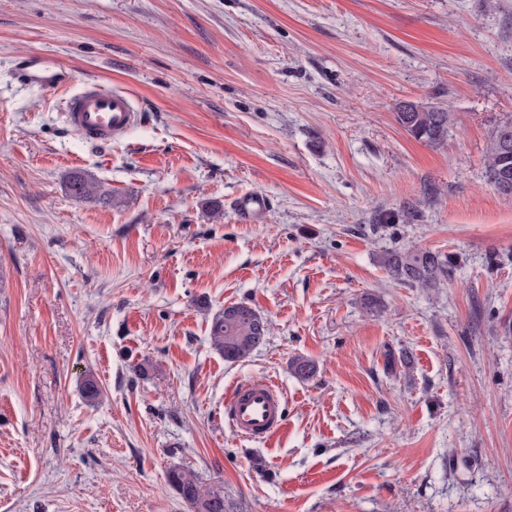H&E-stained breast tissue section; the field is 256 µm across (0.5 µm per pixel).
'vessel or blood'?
<instances>
[{
    "mask_svg": "<svg viewBox=\"0 0 512 512\" xmlns=\"http://www.w3.org/2000/svg\"><path fill=\"white\" fill-rule=\"evenodd\" d=\"M18 76L43 87L67 89L63 102L66 124L73 133L91 143L111 144L137 119L134 103L125 92L107 90L95 83L70 91L72 74L69 69L43 55H31ZM236 207L246 219L252 220L266 209L267 200L262 194L252 193L239 198ZM224 412L232 429L242 437L267 441L283 427L282 395L266 380H252L237 386L227 398Z\"/></svg>",
    "mask_w": 512,
    "mask_h": 512,
    "instance_id": "obj_1",
    "label": "vessel or blood"
}]
</instances>
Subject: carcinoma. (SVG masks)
<instances>
[{
	"label": "carcinoma",
	"mask_w": 512,
	"mask_h": 512,
	"mask_svg": "<svg viewBox=\"0 0 512 512\" xmlns=\"http://www.w3.org/2000/svg\"><path fill=\"white\" fill-rule=\"evenodd\" d=\"M397 121L413 138L432 148H441L448 140L453 117L445 107H423L419 112L402 108L397 112ZM511 128L512 120L495 127L484 166L486 183L505 197H512V149H504L500 139L502 130ZM69 192L79 200H93L105 194L102 185L85 176L73 177ZM384 267L390 280L422 289L447 282L456 273L454 256L420 250L391 253L385 258ZM268 331V321L256 309L244 303H233L213 316L209 335L224 360L236 363L250 358L264 343ZM291 369L304 380L313 378L316 372L315 364L305 358L294 359ZM167 482L189 506L190 512H232L224 489L203 484L192 470L174 466L167 472Z\"/></svg>",
	"instance_id": "cac0c4a2"
}]
</instances>
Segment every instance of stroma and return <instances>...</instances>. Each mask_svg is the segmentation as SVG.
Returning <instances> with one entry per match:
<instances>
[{
	"mask_svg": "<svg viewBox=\"0 0 512 512\" xmlns=\"http://www.w3.org/2000/svg\"><path fill=\"white\" fill-rule=\"evenodd\" d=\"M32 53L137 122L80 139L65 91L17 80ZM408 102L451 110L444 148ZM507 119L512 0H0V512H187L174 466L238 512H512ZM414 248L454 278L394 284ZM238 302L270 331L230 363L209 328ZM255 379L284 395L267 442L224 419ZM404 105L397 112L398 123L416 140L432 148L443 147L448 140V131L452 124V113L445 107L424 108L416 105L421 112L410 107L406 112ZM512 120L498 124L491 136V143L485 159L484 178L486 183L498 194L512 197V149L509 148V136L506 134L503 146L500 142L501 132L504 129L511 130ZM69 192L72 197L79 200H93L106 193L102 185L85 176H74L69 183ZM236 207L248 221H251L266 209L267 200L261 193H251L239 198ZM384 267L393 282L422 289L451 280L457 270L454 256L420 250L391 253Z\"/></svg>",
	"mask_w": 512,
	"mask_h": 512,
	"instance_id": "stroma-1",
	"label": "stroma"
}]
</instances>
